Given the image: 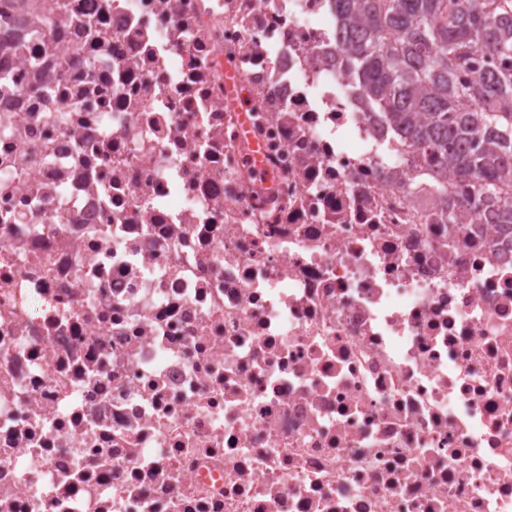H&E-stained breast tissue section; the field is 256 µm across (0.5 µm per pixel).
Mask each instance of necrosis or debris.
Masks as SVG:
<instances>
[{
	"instance_id": "1",
	"label": "necrosis or debris",
	"mask_w": 512,
	"mask_h": 512,
	"mask_svg": "<svg viewBox=\"0 0 512 512\" xmlns=\"http://www.w3.org/2000/svg\"><path fill=\"white\" fill-rule=\"evenodd\" d=\"M44 2L0 0V512H512V237L334 0Z\"/></svg>"
}]
</instances>
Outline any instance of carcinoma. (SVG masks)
Here are the masks:
<instances>
[{
    "mask_svg": "<svg viewBox=\"0 0 512 512\" xmlns=\"http://www.w3.org/2000/svg\"><path fill=\"white\" fill-rule=\"evenodd\" d=\"M347 18L343 45L365 93L387 121L430 155L442 178L474 181L476 201L497 204L512 229V202L498 184L512 174V68L469 82L479 51L512 61V0H335Z\"/></svg>",
    "mask_w": 512,
    "mask_h": 512,
    "instance_id": "obj_1",
    "label": "carcinoma"
}]
</instances>
